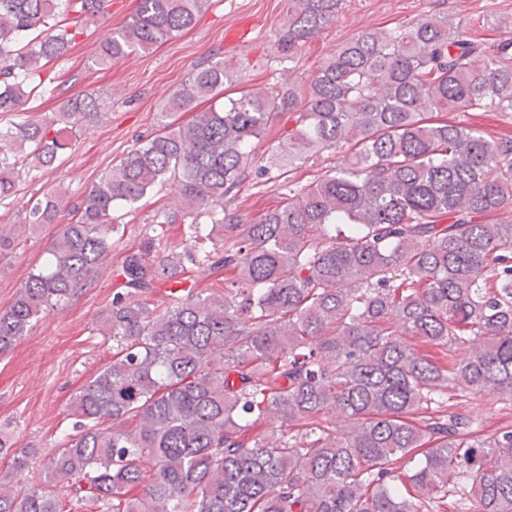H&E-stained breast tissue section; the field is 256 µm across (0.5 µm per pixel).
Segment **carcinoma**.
<instances>
[{
	"mask_svg": "<svg viewBox=\"0 0 512 512\" xmlns=\"http://www.w3.org/2000/svg\"><path fill=\"white\" fill-rule=\"evenodd\" d=\"M341 4L288 0L283 49L326 30ZM201 8L139 0L94 62L192 29ZM111 12L112 0H0V114L52 84L46 65ZM237 78L222 59L194 67L0 309L3 355L87 285L117 210L165 184L181 199L156 210L157 247L128 249L113 270L96 321L112 356L68 406L73 432L16 458L43 479L0 483V512H512V425L482 438L448 410L450 392L512 397V223L494 220L512 207V137L434 116L512 110V45L430 15L352 37L303 87L277 81L199 108ZM98 109L84 92L57 119L0 126V204ZM284 116L286 138L257 153ZM324 152L342 159L291 179ZM251 174L288 183L257 218L224 207ZM60 198H30L27 223H51ZM170 224L185 245L168 243ZM206 224L219 238L200 251L190 243ZM189 266L232 274L224 294L194 280L150 307L167 272Z\"/></svg>",
	"mask_w": 512,
	"mask_h": 512,
	"instance_id": "obj_1",
	"label": "carcinoma"
}]
</instances>
